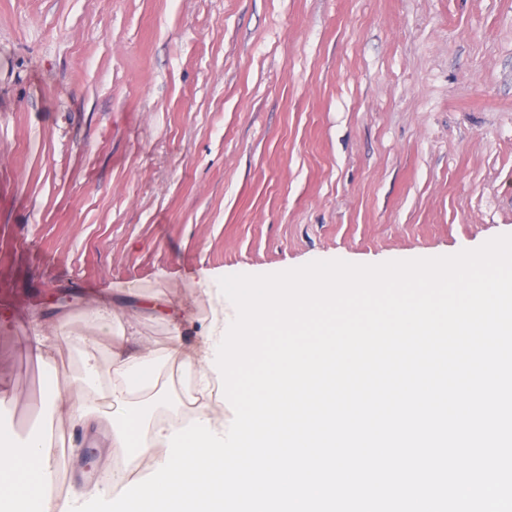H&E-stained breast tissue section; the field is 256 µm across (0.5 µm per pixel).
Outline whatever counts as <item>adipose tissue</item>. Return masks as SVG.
Segmentation results:
<instances>
[{"label": "adipose tissue", "mask_w": 512, "mask_h": 512, "mask_svg": "<svg viewBox=\"0 0 512 512\" xmlns=\"http://www.w3.org/2000/svg\"><path fill=\"white\" fill-rule=\"evenodd\" d=\"M382 284L379 275L357 262L324 266L316 281L306 278L285 286L280 280L267 278L262 287L230 297L225 296L221 283H205L204 295L224 300L227 313L212 319L201 343L190 349L174 346L158 350L143 344L129 350L128 336L112 334L111 309H96L99 331L113 338L111 385L86 400L56 387L46 391L38 405L68 415L84 426L108 429L113 447L126 455H145L165 446L167 436L181 429L182 423L144 415L139 399L156 391L166 371L186 368L193 371L194 385L204 397L195 410V419L208 420L215 432H224V421L214 417L210 399L223 397L260 338L286 331L295 333L307 324L327 322L336 305L357 299L363 290L378 292ZM51 428V421L40 417L35 429L21 439L0 426L1 501L21 507L31 503L35 512H56L50 496L42 492L51 474Z\"/></svg>", "instance_id": "adipose-tissue-1"}]
</instances>
